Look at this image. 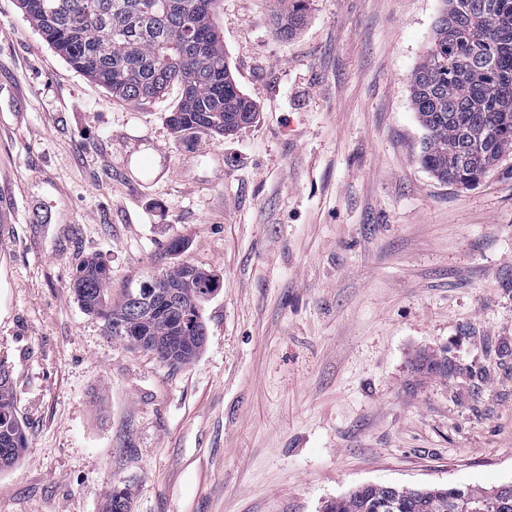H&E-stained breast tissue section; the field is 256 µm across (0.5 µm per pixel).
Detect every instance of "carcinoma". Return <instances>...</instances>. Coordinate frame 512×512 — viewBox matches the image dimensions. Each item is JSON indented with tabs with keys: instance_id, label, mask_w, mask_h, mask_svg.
Segmentation results:
<instances>
[{
	"instance_id": "carcinoma-1",
	"label": "carcinoma",
	"mask_w": 512,
	"mask_h": 512,
	"mask_svg": "<svg viewBox=\"0 0 512 512\" xmlns=\"http://www.w3.org/2000/svg\"><path fill=\"white\" fill-rule=\"evenodd\" d=\"M271 17L276 35L289 38L306 22L308 0H280ZM433 42L411 73V102L426 136L421 163L439 181L463 188L479 183L512 152V0H444ZM30 25L74 69L129 102L153 99L171 85L180 101L169 115L175 132L227 133L255 118L224 53L218 0H20ZM192 26L206 43L198 56L182 45ZM96 257L78 268L72 288L83 309L107 331L142 348L140 336H170L179 324L187 344L177 365L191 363L204 344L201 303L215 280L183 263L166 271L180 291L174 320L157 311L153 278L107 300L110 277ZM26 435L15 410L8 372L0 366V471L21 460ZM512 512V484L491 488L370 484L327 502L324 512ZM106 512H130V496L115 487Z\"/></svg>"
}]
</instances>
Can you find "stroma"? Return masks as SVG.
<instances>
[{"instance_id":"35a3bbf8","label":"stroma","mask_w":512,"mask_h":512,"mask_svg":"<svg viewBox=\"0 0 512 512\" xmlns=\"http://www.w3.org/2000/svg\"><path fill=\"white\" fill-rule=\"evenodd\" d=\"M219 0L255 123L171 130L0 0V365L26 428L0 512H323L362 484L512 482V153L460 189L422 167L409 77L443 0ZM180 250H171L172 242ZM111 302L189 263L205 344L172 367L111 336ZM447 359V376L423 369ZM281 8L271 17L276 35L288 39L306 22L308 0H280Z\"/></svg>"}]
</instances>
